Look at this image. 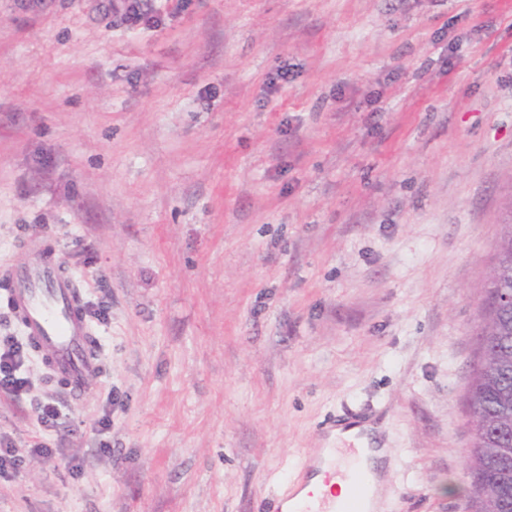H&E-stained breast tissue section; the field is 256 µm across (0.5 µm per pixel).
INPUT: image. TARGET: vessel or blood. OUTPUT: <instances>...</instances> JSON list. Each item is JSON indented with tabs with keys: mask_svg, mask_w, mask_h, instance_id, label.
<instances>
[{
	"mask_svg": "<svg viewBox=\"0 0 512 512\" xmlns=\"http://www.w3.org/2000/svg\"><path fill=\"white\" fill-rule=\"evenodd\" d=\"M15 283L12 308L28 340L66 377L74 394H81L87 376L96 368L92 333L74 296V283L61 263L33 256L9 267ZM363 474L352 476V492L339 512H364Z\"/></svg>",
	"mask_w": 512,
	"mask_h": 512,
	"instance_id": "b4317fda",
	"label": "vessel or blood"
}]
</instances>
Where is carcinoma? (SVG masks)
Wrapping results in <instances>:
<instances>
[{"label": "carcinoma", "instance_id": "1", "mask_svg": "<svg viewBox=\"0 0 512 512\" xmlns=\"http://www.w3.org/2000/svg\"><path fill=\"white\" fill-rule=\"evenodd\" d=\"M512 290V219L505 218L494 264L484 285L491 311L478 337L479 363L467 386L477 413L464 462L473 512H512V308L495 305L499 290Z\"/></svg>", "mask_w": 512, "mask_h": 512}]
</instances>
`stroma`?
Segmentation results:
<instances>
[{"instance_id": "stroma-1", "label": "stroma", "mask_w": 512, "mask_h": 512, "mask_svg": "<svg viewBox=\"0 0 512 512\" xmlns=\"http://www.w3.org/2000/svg\"><path fill=\"white\" fill-rule=\"evenodd\" d=\"M511 202L512 0H0V268L100 351L0 392V512H271L368 406L382 512H465ZM4 274L15 283L11 304L28 340L79 397L97 358L72 277L60 262L43 256L29 257Z\"/></svg>"}]
</instances>
